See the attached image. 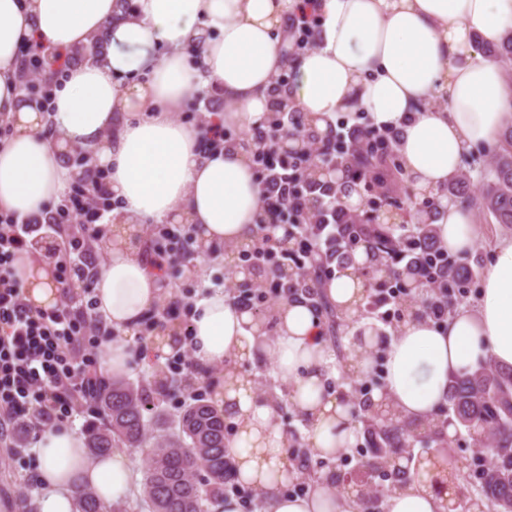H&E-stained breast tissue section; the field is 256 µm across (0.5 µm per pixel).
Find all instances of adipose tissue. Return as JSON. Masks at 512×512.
Masks as SVG:
<instances>
[{
    "label": "adipose tissue",
    "mask_w": 512,
    "mask_h": 512,
    "mask_svg": "<svg viewBox=\"0 0 512 512\" xmlns=\"http://www.w3.org/2000/svg\"><path fill=\"white\" fill-rule=\"evenodd\" d=\"M320 26L315 48L287 57L283 45L300 10ZM217 31L200 64L186 53L199 22ZM512 33V0H0V116L11 135L0 145V212L24 217L59 199L76 172L65 162L82 151L87 165L109 174L107 187L122 203L113 210L106 262L94 273L97 309L112 338L103 343L104 378L130 371L133 339L160 296L161 273L132 245L145 224H189L203 248L251 241L260 219L262 186L252 149L228 140L211 150L199 128L177 118L203 87L218 89L224 109L206 121L248 131L265 121L279 73H296L283 97L326 131L336 113L360 111L394 130L396 152L419 195L436 196L463 159L496 148L512 125V85L489 47ZM71 57L50 106L23 100L19 62L31 43ZM125 73L148 83L120 86ZM440 199V197H439ZM417 222L434 225L441 246L463 253L478 228L467 203L440 199ZM14 272L28 303L53 308L61 293L43 255H17ZM475 307H461L447 323L406 322L382 347L384 395L408 420L432 416L445 402L448 379L486 357L512 366V234L492 247ZM278 334L268 340L247 311L216 289L195 303L193 359L207 374L225 361L271 360L294 409L307 419L306 445L317 459L348 452L354 422L326 383L335 354L320 320L302 298L282 301ZM217 406L235 431L227 447L238 481L266 512H359L348 495L329 491L330 474L311 480L308 493L284 490L301 479L274 426L276 409L256 403L252 383L223 374ZM39 512H74L75 485L103 501L131 490L129 454L89 458L81 433L69 426L35 441ZM381 512H445L416 478L383 501Z\"/></svg>",
    "instance_id": "adipose-tissue-1"
}]
</instances>
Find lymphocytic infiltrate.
<instances>
[{
  "label": "lymphocytic infiltrate",
  "mask_w": 512,
  "mask_h": 512,
  "mask_svg": "<svg viewBox=\"0 0 512 512\" xmlns=\"http://www.w3.org/2000/svg\"><path fill=\"white\" fill-rule=\"evenodd\" d=\"M291 114L255 128L249 135L258 159L264 222L295 228L298 248H306L303 227L311 209L332 211L334 200L307 193L298 182L302 164L278 159L274 138L293 129ZM103 174L82 180L54 207L26 218L0 214V442L11 444L18 425L36 430L72 417L97 374L96 303L90 298V248L102 234L109 210ZM66 224L79 225L80 235L62 236ZM46 244L44 253L63 283L81 286L83 300L64 301L49 311L27 303L13 273L19 251Z\"/></svg>",
  "instance_id": "f902f5d3"
}]
</instances>
